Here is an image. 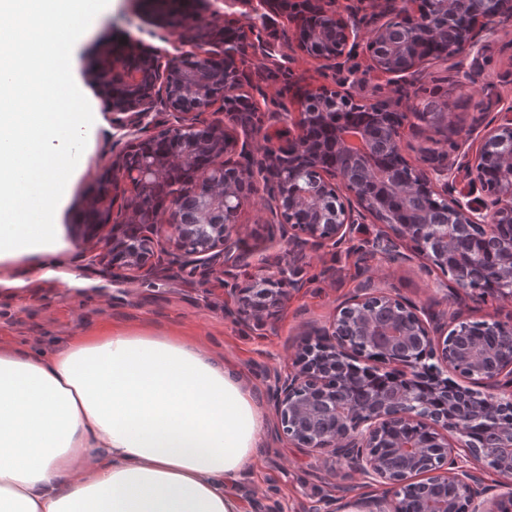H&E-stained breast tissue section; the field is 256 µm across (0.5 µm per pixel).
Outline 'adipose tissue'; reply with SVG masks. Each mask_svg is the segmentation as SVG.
I'll return each instance as SVG.
<instances>
[{"label":"adipose tissue","instance_id":"ef3b65f1","mask_svg":"<svg viewBox=\"0 0 512 512\" xmlns=\"http://www.w3.org/2000/svg\"><path fill=\"white\" fill-rule=\"evenodd\" d=\"M94 0H0V268L43 278L66 243L73 79ZM265 415L233 362L193 339L115 327L50 352L0 346V512H243Z\"/></svg>","mask_w":512,"mask_h":512}]
</instances>
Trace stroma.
Segmentation results:
<instances>
[{"label": "stroma", "mask_w": 512, "mask_h": 512, "mask_svg": "<svg viewBox=\"0 0 512 512\" xmlns=\"http://www.w3.org/2000/svg\"><path fill=\"white\" fill-rule=\"evenodd\" d=\"M213 8V13L198 16L190 25L179 26L160 39L150 36V24L133 0H100V17L82 39L70 66L92 131L71 148L72 166L78 176L52 216L53 223L63 229L67 248L56 258L57 278L16 282L11 275L0 276V345L25 344L48 350L104 326L137 327L146 323L187 334L237 363L268 413L277 374L288 372L298 345L314 337L360 282L374 280L444 319L457 308L451 299L448 277L438 270L427 271L410 244L403 247L407 256L403 262L390 261L381 254H349L330 247L308 252L302 263L303 284L270 330L248 328L225 316L224 308L232 297L223 276L204 278L187 265L173 267L163 276L119 283L102 272L93 260L92 245L79 234L77 216L83 213L84 201L92 194L99 174L111 165L123 133L113 128L112 116L103 108L89 75L90 64L107 44L139 39L161 53L173 54L192 49L197 29L212 18L238 26L251 24L256 18L255 12L239 0H215ZM290 27L284 16H272L265 35L277 46V58L253 53L246 57L253 84L261 89L254 100L266 119L275 112L297 109L295 79L302 77L312 83L323 80L317 62L289 44ZM478 50L476 69L460 70L449 62L431 61L424 65L414 84L401 80L383 86L369 74L365 50H358L353 63L362 82L352 93L359 101L379 93L395 109L409 114L413 106L434 100L467 125L478 112L479 102L491 101L496 111L512 109V29L504 27L484 36ZM456 140L445 122L429 125L411 117L405 128L404 155L418 163L433 153H452ZM268 202V192L259 190L239 216L243 227L241 251L246 256L237 272L239 279H247L263 268L276 271L278 256L288 250L287 242L277 237ZM237 492L244 512H322L328 498L349 500L383 494L382 488L370 483L351 464L328 465L322 457L292 447L271 426L264 433L255 468L243 474Z\"/></svg>", "instance_id": "stroma-1"}]
</instances>
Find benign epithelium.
Instances as JSON below:
<instances>
[{"label": "benign epithelium", "instance_id": "7a95c632", "mask_svg": "<svg viewBox=\"0 0 512 512\" xmlns=\"http://www.w3.org/2000/svg\"><path fill=\"white\" fill-rule=\"evenodd\" d=\"M362 0H308L311 14L324 20L317 32L299 25L291 41L308 56L334 73L335 85L309 86L295 111L280 114L288 122V144L279 132L264 135L265 145L256 157L236 128L240 113L227 107L251 78L245 68L246 49L272 54L265 27L251 24L226 36L215 22L197 35L201 50L182 52L161 60L158 52L140 40L127 46L130 55L104 57L94 68L104 109L112 122L128 130L124 149L112 166L98 177L86 209L95 223L83 225L84 234L97 239L96 261L112 277L160 275L182 259L203 276L221 273L235 297L228 312L236 322L255 321L274 326L273 317L287 303L289 289L296 288L300 267L295 249H338L354 240L361 224H382L393 236L379 234L367 242L399 258V242L419 244L426 264L451 272L452 282L469 288L488 283L504 298L512 297V112H499L490 121L473 122L469 128L454 126L462 142L455 155L417 167L409 161L410 180L401 186L407 196H425L447 216L433 224H398L383 216V204L392 191L365 143L354 155L366 171L351 180L334 165L323 163L324 143L310 129L318 125L333 134L332 151L348 153L349 128L337 113L357 107L348 85L361 82L351 64L359 47L357 32L368 25L360 13ZM486 11L457 31L441 60L463 65L465 57L482 37L503 20L512 21V0H485ZM381 19L394 14L409 23L410 49L400 63L392 62L387 41L389 22L371 28L366 51L377 78L422 75L430 58L411 46L430 34L429 18L416 8V0H377ZM177 114V124L150 132L146 118L157 103ZM224 104V119L203 124L202 111ZM360 109L379 124L388 125L390 147L402 154L405 120L381 99L367 100ZM482 129L475 151L466 148L473 132ZM274 201L280 218L279 231L288 241V265L275 273L261 272L238 282L239 215L249 197L258 191L255 175ZM181 179V194L201 204L192 220L179 203L155 197L156 186ZM127 196L126 218H113V203ZM467 232L477 247L464 255L442 247L448 234ZM485 327L499 336V359L491 366L474 362L465 379L469 384L448 382L438 366L452 372L458 356L452 339L467 326L463 320L448 328L440 318L420 313L385 289L355 295L336 310L319 333L306 339L296 354L294 370L277 380L272 400L283 433L296 448L319 452L333 460L345 459L364 475L385 487L387 507L373 499L358 498L352 505L361 512H408L416 478L425 484L446 487L453 480L455 502L448 497H423L419 512H501V499L485 485L477 468L457 459L455 449L470 448V425L475 422L498 448L512 449V320L495 318ZM438 365L421 364L424 355ZM379 359L391 366L385 371L387 386L368 395L358 408L350 400L352 382L345 378L356 361ZM500 474H512V461L496 454L469 452Z\"/></svg>", "mask_w": 512, "mask_h": 512}]
</instances>
